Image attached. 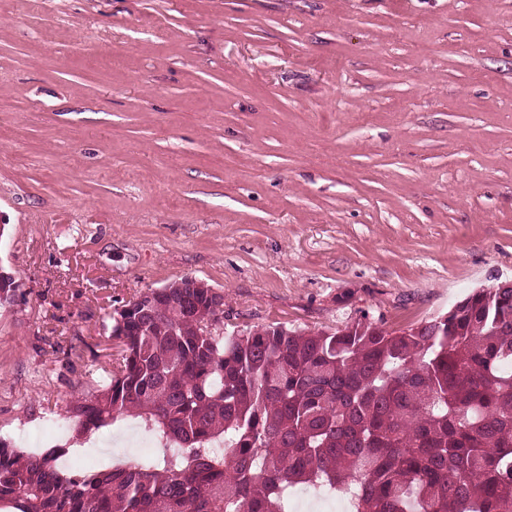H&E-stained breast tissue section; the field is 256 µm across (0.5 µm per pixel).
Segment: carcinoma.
<instances>
[{
	"label": "carcinoma",
	"mask_w": 512,
	"mask_h": 512,
	"mask_svg": "<svg viewBox=\"0 0 512 512\" xmlns=\"http://www.w3.org/2000/svg\"><path fill=\"white\" fill-rule=\"evenodd\" d=\"M184 277L113 310L110 383L69 401L83 436L135 416L157 465L66 472L0 439L6 512H289L307 484L349 512H512V286L400 330L226 334Z\"/></svg>",
	"instance_id": "carcinoma-1"
}]
</instances>
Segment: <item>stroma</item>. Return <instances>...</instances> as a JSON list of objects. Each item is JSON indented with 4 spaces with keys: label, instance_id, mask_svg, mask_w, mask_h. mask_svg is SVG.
<instances>
[{
    "label": "stroma",
    "instance_id": "35a3bbf8",
    "mask_svg": "<svg viewBox=\"0 0 512 512\" xmlns=\"http://www.w3.org/2000/svg\"><path fill=\"white\" fill-rule=\"evenodd\" d=\"M0 224L25 451L106 384L109 313L186 276L228 331L444 314L512 282V0H0Z\"/></svg>",
    "mask_w": 512,
    "mask_h": 512
}]
</instances>
